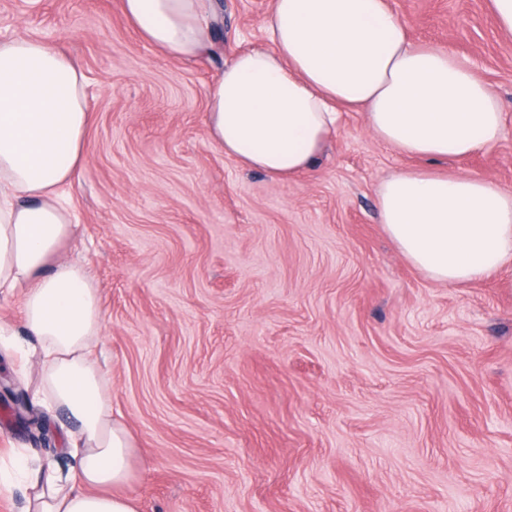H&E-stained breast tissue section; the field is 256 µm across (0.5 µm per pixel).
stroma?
Listing matches in <instances>:
<instances>
[{"mask_svg":"<svg viewBox=\"0 0 512 512\" xmlns=\"http://www.w3.org/2000/svg\"><path fill=\"white\" fill-rule=\"evenodd\" d=\"M220 2L212 42L174 60L121 0H0V40L40 38L87 79L63 255L99 288L97 351L138 448L126 494L139 512H512V265L449 287L405 260L376 189L426 162L364 113L289 179L225 156L207 92L267 45L273 0ZM389 3L501 101L499 143L440 171L511 192L512 34L491 0ZM64 421L40 443L0 401V455L68 467Z\"/></svg>","mask_w":512,"mask_h":512,"instance_id":"35a3bbf8","label":"stroma"}]
</instances>
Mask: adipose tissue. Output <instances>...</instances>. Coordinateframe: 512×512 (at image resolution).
Segmentation results:
<instances>
[{
    "label": "adipose tissue",
    "mask_w": 512,
    "mask_h": 512,
    "mask_svg": "<svg viewBox=\"0 0 512 512\" xmlns=\"http://www.w3.org/2000/svg\"><path fill=\"white\" fill-rule=\"evenodd\" d=\"M140 35L168 57H196L219 18L212 0H122ZM271 48L236 54L208 93L209 139L243 167L285 179L311 169L340 108L364 112L399 152L459 159L502 137L504 116L467 58L415 43L388 0H274ZM85 77L40 39L0 41V292L18 299L33 336L39 402L64 412L67 468L20 454L0 467L31 493L23 512H137L125 494L135 442L112 415L109 371L96 347L99 289L61 259L73 231L64 190L83 162L91 112ZM381 224L402 255L451 286L512 262V192L473 175L404 169L382 180Z\"/></svg>",
    "instance_id": "adipose-tissue-1"
}]
</instances>
